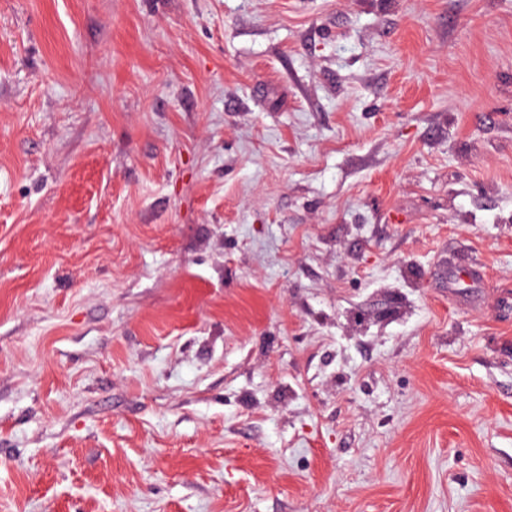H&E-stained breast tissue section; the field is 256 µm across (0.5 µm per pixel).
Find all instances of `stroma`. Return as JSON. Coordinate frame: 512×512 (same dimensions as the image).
Listing matches in <instances>:
<instances>
[{
	"mask_svg": "<svg viewBox=\"0 0 512 512\" xmlns=\"http://www.w3.org/2000/svg\"><path fill=\"white\" fill-rule=\"evenodd\" d=\"M0 512H512V0H0Z\"/></svg>",
	"mask_w": 512,
	"mask_h": 512,
	"instance_id": "obj_1",
	"label": "stroma"
}]
</instances>
